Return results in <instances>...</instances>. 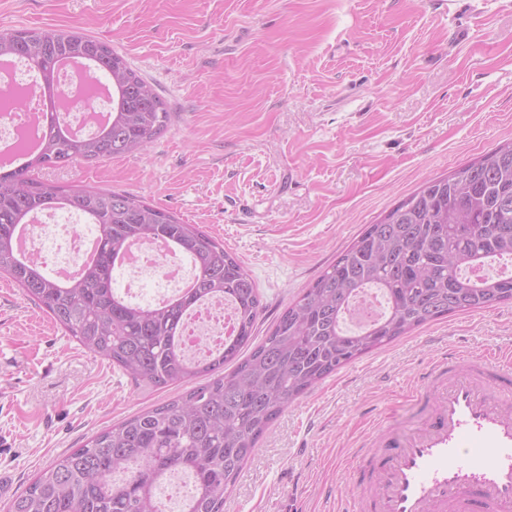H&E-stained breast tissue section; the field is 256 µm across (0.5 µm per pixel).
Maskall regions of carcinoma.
I'll return each instance as SVG.
<instances>
[{
  "label": "carcinoma",
  "mask_w": 512,
  "mask_h": 512,
  "mask_svg": "<svg viewBox=\"0 0 512 512\" xmlns=\"http://www.w3.org/2000/svg\"><path fill=\"white\" fill-rule=\"evenodd\" d=\"M23 60L54 99L55 70L81 57L112 84L111 122L88 137L65 134L56 114L41 148L0 170V276L40 304L65 334L145 388L202 383L143 410L57 458L8 512H161L158 493L175 471L192 491L180 512H224V497L276 419L319 382L411 330L458 312L512 302V275L474 280L465 271L512 258V143L425 182L358 236L252 345L262 312L258 287L224 244L198 224L137 197L59 186L36 176L77 161L144 150L171 123L164 100L105 43L62 29L0 32V56ZM46 208L74 211L95 226L97 259L60 281L15 249L18 227ZM167 239L188 259L194 288L159 304L114 288L117 258L132 244ZM375 287L387 311L365 330L342 320L350 298ZM214 300L235 306L237 337L216 353L187 356L179 342L189 310ZM235 363L226 373L224 365Z\"/></svg>",
  "instance_id": "carcinoma-1"
}]
</instances>
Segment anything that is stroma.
Wrapping results in <instances>:
<instances>
[{"mask_svg":"<svg viewBox=\"0 0 512 512\" xmlns=\"http://www.w3.org/2000/svg\"><path fill=\"white\" fill-rule=\"evenodd\" d=\"M37 28L106 42L173 114L142 152L42 179L129 193L223 241L258 286L259 340L365 225L512 140V0H0V31ZM446 349L512 350V303L325 378L263 437L224 512H337L364 431L382 416L415 428L407 391ZM182 392L135 387L0 278V512L60 455Z\"/></svg>","mask_w":512,"mask_h":512,"instance_id":"1","label":"stroma"}]
</instances>
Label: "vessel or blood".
Masks as SVG:
<instances>
[{
  "mask_svg": "<svg viewBox=\"0 0 512 512\" xmlns=\"http://www.w3.org/2000/svg\"><path fill=\"white\" fill-rule=\"evenodd\" d=\"M413 397L425 418L372 427L340 512H512V365L444 354Z\"/></svg>",
  "mask_w": 512,
  "mask_h": 512,
  "instance_id": "1",
  "label": "vessel or blood"
}]
</instances>
